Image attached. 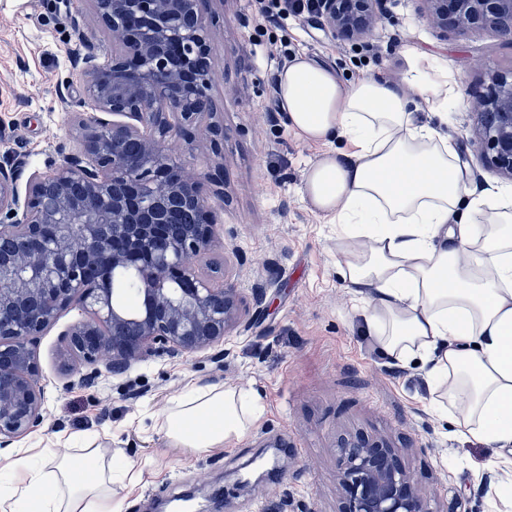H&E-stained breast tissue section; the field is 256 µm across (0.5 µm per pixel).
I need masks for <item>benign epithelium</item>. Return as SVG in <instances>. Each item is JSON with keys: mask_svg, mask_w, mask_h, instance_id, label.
Segmentation results:
<instances>
[{"mask_svg": "<svg viewBox=\"0 0 512 512\" xmlns=\"http://www.w3.org/2000/svg\"><path fill=\"white\" fill-rule=\"evenodd\" d=\"M93 25L112 38V61L83 59L84 98L105 119L77 112L78 152L49 174L32 173L20 198L21 165L0 164V240L54 235L33 250L0 251V446L41 424L48 413L34 353L38 336L61 313L81 319L64 332L66 386L106 372L124 373L161 351L195 353L224 342L241 319L237 291L188 266L205 256L215 230L204 181L178 167L170 142L218 145L224 125L209 94L207 60L213 31L204 0H90ZM426 20L460 32L490 28L512 43V0H424ZM382 0H316L315 16L338 40L366 38L381 19ZM480 148L512 179V71L494 73L475 102ZM128 118L116 121L114 117ZM138 144V153L124 150ZM180 168V176L169 172ZM186 210L205 223L174 235L165 250L155 236ZM94 267L106 272L86 279ZM133 273L141 307L135 315L114 305L117 276ZM136 324L133 334L126 325ZM336 480L343 512H434L384 439H339Z\"/></svg>", "mask_w": 512, "mask_h": 512, "instance_id": "benign-epithelium-1", "label": "benign epithelium"}]
</instances>
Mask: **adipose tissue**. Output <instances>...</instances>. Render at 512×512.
Wrapping results in <instances>:
<instances>
[{"instance_id":"ef3b65f1","label":"adipose tissue","mask_w":512,"mask_h":512,"mask_svg":"<svg viewBox=\"0 0 512 512\" xmlns=\"http://www.w3.org/2000/svg\"><path fill=\"white\" fill-rule=\"evenodd\" d=\"M411 82L438 124L418 123L417 103L382 78L346 85L303 56L277 76L290 129L353 147L319 156L304 190L343 230L341 267L368 335L390 359L420 363L460 435L493 448L492 466L512 474V195L473 194L481 223L449 225L466 190L440 127L454 88L447 70L419 60ZM262 412L253 392L194 387L159 429L174 447L209 452L239 441ZM130 471L92 440L65 455L43 448L0 465L10 486L0 512H120L114 486Z\"/></svg>"}]
</instances>
